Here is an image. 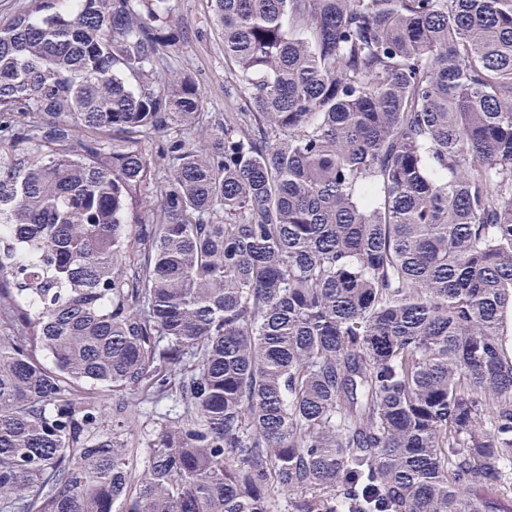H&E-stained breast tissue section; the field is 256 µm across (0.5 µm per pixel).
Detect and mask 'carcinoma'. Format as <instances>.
I'll list each match as a JSON object with an SVG mask.
<instances>
[{
	"mask_svg": "<svg viewBox=\"0 0 512 512\" xmlns=\"http://www.w3.org/2000/svg\"><path fill=\"white\" fill-rule=\"evenodd\" d=\"M207 3L0 14V512H512V0ZM169 7L174 25L191 34L188 42L179 48V62L181 68L200 83L205 111L239 112L241 100L235 94L226 95L233 80L224 68V46L218 32L206 23L208 15L204 0H169ZM197 29L202 31V36H194Z\"/></svg>",
	"mask_w": 512,
	"mask_h": 512,
	"instance_id": "carcinoma-1",
	"label": "carcinoma"
}]
</instances>
